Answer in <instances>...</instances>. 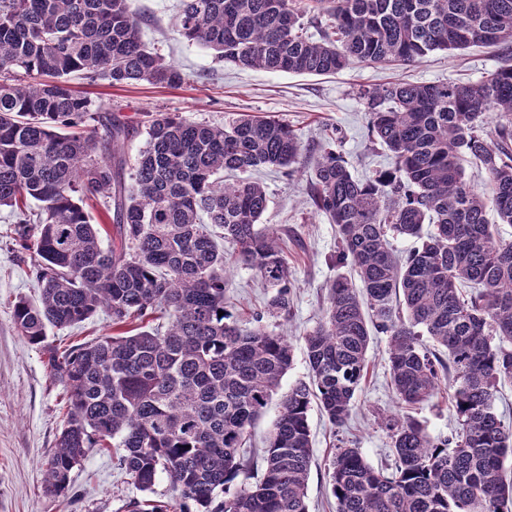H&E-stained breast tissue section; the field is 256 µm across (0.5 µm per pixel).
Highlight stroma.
<instances>
[{
    "label": "stroma",
    "mask_w": 512,
    "mask_h": 512,
    "mask_svg": "<svg viewBox=\"0 0 512 512\" xmlns=\"http://www.w3.org/2000/svg\"><path fill=\"white\" fill-rule=\"evenodd\" d=\"M133 6L144 41L175 63L185 74V82L175 88L114 86L75 76L70 80L74 90L111 106L138 127L146 126L158 112H179L214 126L250 114L288 123L304 145L292 176L267 168L255 174L269 195L262 222L277 228L288 261L293 283L288 314L265 315L268 292L250 269L237 263L234 246H224L229 261L224 277L227 309L246 326L252 325L256 314H263L269 329L291 339L294 366L282 381L283 388H290L308 378L303 338L321 318L327 285L351 273L335 261V225L313 212L308 203L314 165L331 140L357 178L372 177L392 165L388 151L367 137L361 90L397 81L475 82L498 67L512 65V48L436 51L411 66L357 64L328 76L288 74L219 61L213 51L181 38L173 27L180 0H134ZM12 228L8 210L1 209L0 512H125L126 503L140 492L106 450L92 451L72 470L67 496L54 497L44 491L43 464L62 426L61 388L50 379L45 355L14 325L16 299L38 300L40 290L31 275L34 255L15 245ZM387 341L382 334L374 337L367 353V375L343 427L331 425L319 410L309 414L313 442L307 483L309 512H335L327 472L338 447L355 443L376 467L392 459L385 420L400 414L401 408L390 386Z\"/></svg>",
    "instance_id": "stroma-1"
}]
</instances>
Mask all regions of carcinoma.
<instances>
[{
	"label": "carcinoma",
	"mask_w": 512,
	"mask_h": 512,
	"mask_svg": "<svg viewBox=\"0 0 512 512\" xmlns=\"http://www.w3.org/2000/svg\"><path fill=\"white\" fill-rule=\"evenodd\" d=\"M132 2L0 0V208L15 218V244L37 256L41 288L37 302H16L14 323L42 347L67 403L45 491L67 492L73 468L112 446L141 492L161 472L177 492L172 503L133 499L126 512H308L309 411L315 404L345 424L373 336L383 334L398 404L446 389L460 429L442 439L413 416L389 419L388 468L337 448L328 470L336 512H512V424L495 408L498 386L512 380V241L487 218L491 208L512 224V66L476 82L362 90L369 136L393 165L360 180L333 147L316 161L310 203L336 225V262L353 276L330 284L321 323L303 337L309 381L282 396L262 477L229 495L226 485L254 465L247 438L294 350L262 318L247 329L224 311L216 234L275 291L273 308L288 312L293 285L278 232L261 225L264 186L224 174H288L302 145L267 117L218 128L159 112L124 173L118 150L140 131L76 92L70 76L184 81L142 41ZM307 12L328 18L318 41L304 33ZM176 31L227 63L333 74L511 45L512 0H182ZM466 160L484 171L485 189L467 184ZM93 200L112 215L106 242L86 209ZM398 237L419 241L402 261L391 250ZM99 311L112 335L46 343L49 328Z\"/></svg>",
	"instance_id": "cac0c4a2"
}]
</instances>
